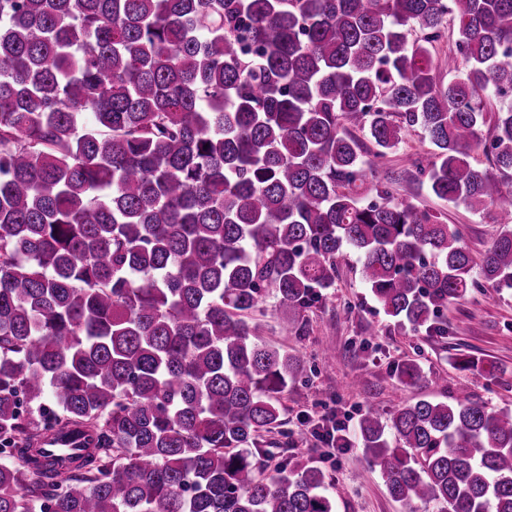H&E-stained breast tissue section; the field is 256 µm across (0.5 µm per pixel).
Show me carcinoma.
Returning a JSON list of instances; mask_svg holds the SVG:
<instances>
[{"label":"carcinoma","mask_w":512,"mask_h":512,"mask_svg":"<svg viewBox=\"0 0 512 512\" xmlns=\"http://www.w3.org/2000/svg\"><path fill=\"white\" fill-rule=\"evenodd\" d=\"M509 92L512 0H0V512H335L326 471L263 447L303 362L252 315L271 295L305 333L345 247L415 331L512 290V224L476 262L356 136L378 159L418 126L434 196L512 211V105L479 136ZM357 437L407 512H512V411L464 386ZM456 39V31L452 25L448 23V29L445 30L444 36L439 42L435 43L434 48L431 49L435 63L439 66L435 72L438 80L448 82V80L453 77V74H448V70H445L443 66L448 62V53L455 50Z\"/></svg>","instance_id":"obj_1"}]
</instances>
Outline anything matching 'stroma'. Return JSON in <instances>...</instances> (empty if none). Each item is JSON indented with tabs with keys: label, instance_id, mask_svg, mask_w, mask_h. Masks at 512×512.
Segmentation results:
<instances>
[{
	"label": "stroma",
	"instance_id": "35a3bbf8",
	"mask_svg": "<svg viewBox=\"0 0 512 512\" xmlns=\"http://www.w3.org/2000/svg\"><path fill=\"white\" fill-rule=\"evenodd\" d=\"M430 149L422 129L406 132L397 152L377 160L379 178L394 199L457 225L471 253L482 256L506 218L492 208L476 213L440 200L429 192L425 180L412 178V159ZM336 263V282L325 303L305 314V335L281 330L285 312L275 299H268L265 313L256 318L259 336L304 362L303 373L289 383L281 399L298 463L319 464L310 427L326 412L354 427L369 404L386 414L396 404L422 398L452 402L463 380L475 400L493 409L512 408L511 292L490 301L482 290L471 291L445 310L447 335L413 333L397 326L373 299L354 251L343 250ZM404 361L421 366V383L404 386L390 375V368ZM329 474L336 512H405L391 499L361 448L340 456Z\"/></svg>",
	"mask_w": 512,
	"mask_h": 512
}]
</instances>
